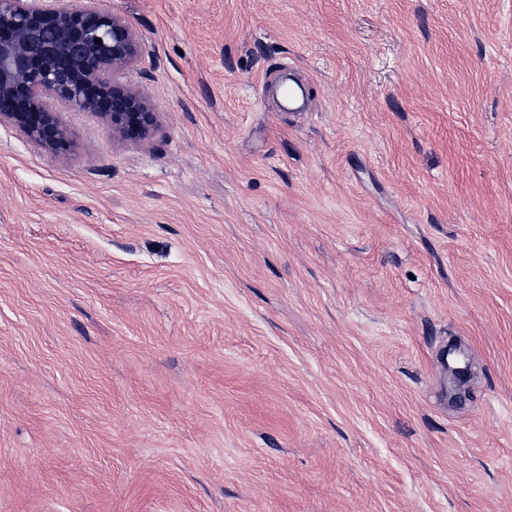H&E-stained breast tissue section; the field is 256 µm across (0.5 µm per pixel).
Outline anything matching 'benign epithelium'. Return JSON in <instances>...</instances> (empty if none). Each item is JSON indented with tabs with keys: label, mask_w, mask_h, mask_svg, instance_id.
Instances as JSON below:
<instances>
[{
	"label": "benign epithelium",
	"mask_w": 512,
	"mask_h": 512,
	"mask_svg": "<svg viewBox=\"0 0 512 512\" xmlns=\"http://www.w3.org/2000/svg\"><path fill=\"white\" fill-rule=\"evenodd\" d=\"M138 54L135 32L114 14L59 0H0V125L48 151L66 150L70 133L45 107L51 97L96 114L115 138H145L154 108L117 78Z\"/></svg>",
	"instance_id": "1"
}]
</instances>
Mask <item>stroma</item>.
<instances>
[{"label": "stroma", "mask_w": 512, "mask_h": 512, "mask_svg": "<svg viewBox=\"0 0 512 512\" xmlns=\"http://www.w3.org/2000/svg\"><path fill=\"white\" fill-rule=\"evenodd\" d=\"M61 3L157 123L0 125V512H512V0Z\"/></svg>", "instance_id": "1"}]
</instances>
